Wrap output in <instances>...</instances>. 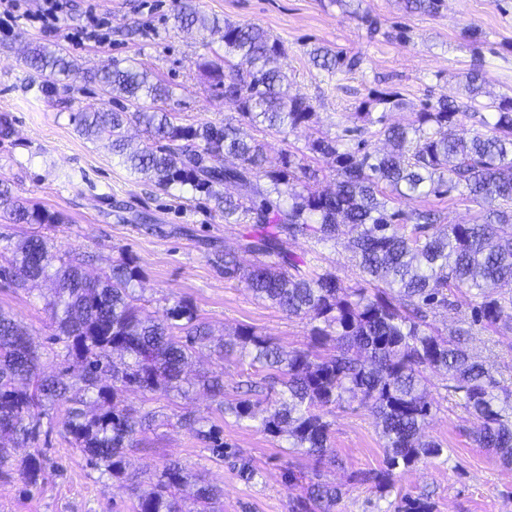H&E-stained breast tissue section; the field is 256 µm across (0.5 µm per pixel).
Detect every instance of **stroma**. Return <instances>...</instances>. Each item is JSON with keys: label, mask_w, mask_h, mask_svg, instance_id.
Returning <instances> with one entry per match:
<instances>
[{"label": "stroma", "mask_w": 512, "mask_h": 512, "mask_svg": "<svg viewBox=\"0 0 512 512\" xmlns=\"http://www.w3.org/2000/svg\"><path fill=\"white\" fill-rule=\"evenodd\" d=\"M181 0H69L68 9L46 32L26 17L0 25V114L13 120L11 142L0 146V175L8 176L19 196L39 203L58 216L44 227L58 253L85 260V270L98 275L121 258H133L142 272L143 308L163 316L175 301H190L215 334L249 327L290 348L309 343L308 320L291 318L270 302L255 298L238 278H229L217 261L218 252L236 250L246 224H228L217 217L204 198L179 189L163 190L134 178L112 156L108 141L79 135L69 115L105 101L90 70L111 59L135 62L150 69L174 91L167 108L180 124L238 120L236 103L201 69L206 56L205 31L176 28L173 15ZM208 18L262 28L279 39L287 57L289 92L306 97L316 123L287 134L267 136L268 157L278 162L283 150L305 148L315 135H341L350 115L374 87L399 91L403 108L389 112L392 123H405L427 102L463 91L466 73L482 63L488 88L512 94V0H444L436 15L409 14L400 0H195ZM110 18L112 40L103 45L76 43L70 32L87 10ZM377 20L369 32L368 20ZM477 31L478 39L467 36ZM61 45L77 60L82 76L70 90L49 99L36 96L26 84L24 55L33 45ZM326 47L361 59L350 72L328 74L314 67L310 51ZM149 212L156 229L136 222ZM290 252L306 257L320 269L336 272L346 282L358 280L346 238L317 245L299 239L288 242ZM48 281L16 288L0 282V309L28 331L43 354L45 373H57L63 359L51 355L55 326L45 308L51 295ZM469 347L495 373L512 377V350L497 344L492 331L482 330ZM224 374V401H237L238 385L257 373L249 360H217L209 350L197 353L187 367L190 379ZM438 408L425 430L426 439L441 444L444 453L401 474L389 499H382L367 473L379 470L384 459L381 428L371 410L339 408L328 419L332 444L342 461L323 472L326 481L341 487L336 512H388L401 496L429 498L433 512H512V468L501 465L467 436L473 419L448 400L439 373L429 375ZM134 408L154 412L155 420L125 450V469L112 477L92 466L66 434L68 407L50 406L46 440L40 441L46 478L24 485L16 471L0 470V512H133L132 489L156 480L170 461L181 463L191 479L224 490V512H288L300 485L289 483L287 467L310 472L307 456L289 455L288 442L265 435L259 421L237 423L220 413L203 390L188 397L158 394L146 399L126 394ZM221 428L225 442L242 450L256 470L251 481L239 478L231 461L216 462L205 444L185 425V417Z\"/></svg>", "instance_id": "stroma-1"}]
</instances>
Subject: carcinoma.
<instances>
[{
	"label": "carcinoma",
	"mask_w": 512,
	"mask_h": 512,
	"mask_svg": "<svg viewBox=\"0 0 512 512\" xmlns=\"http://www.w3.org/2000/svg\"><path fill=\"white\" fill-rule=\"evenodd\" d=\"M403 5L433 15L442 0H403ZM174 20L181 29L220 35L224 54L205 60L202 68L224 87V97L238 103L251 127L284 134L314 123L313 106L301 95H289L288 74L272 66L286 55L278 39L252 25L210 26L189 0ZM310 58L330 74L360 64L325 47L312 50ZM26 65L40 78L38 90L45 97L79 70L63 48L40 44L29 50ZM94 80L104 95L123 98L136 111L89 106L70 115L77 132L88 140L111 139L112 155L131 174L165 190L178 186L206 196L226 223L256 225L240 252H224V275L240 276L255 297L288 316L309 318L312 347L287 349L247 327L215 344L211 327L185 300L175 301L161 320L145 317L137 294L142 274L133 260H120L110 272L90 278L36 233L0 246V253H13L0 265V279L17 288L52 281L46 306L59 330L53 341L63 343L70 364L54 375L42 374L43 353L0 309V438L34 446L42 435L44 403H70L66 432L71 441L91 465L118 477L124 472V448L149 419L126 406L124 394L189 393L193 383L183 377L184 368L213 343L220 355L235 349L251 364L273 371L275 397L268 399L263 432L287 436L290 450L315 462L310 476L288 469L290 481L305 480L289 512H334L342 491L321 481L319 468L339 463L326 415L344 404L368 408L379 420L383 467L364 476L375 483L379 497L391 494L401 473L440 457L438 443L422 440L437 409L427 377L433 369L444 373L448 396L473 417L472 442L512 465V380L496 377L468 348L478 329L493 330L502 344L512 339V97L483 100L486 80L480 67L465 76L463 98L427 103L405 125L386 123V112L400 107V95L372 90L354 113L364 125L344 129L358 137L357 145L342 136L310 140L306 150L335 164L331 191L309 182L312 175L295 151H282L278 166L265 167L266 143L239 123H174L173 113L160 107L172 98L171 88L140 66L114 61ZM375 110L381 115L373 116ZM465 119L479 124L467 136L458 132ZM132 122L148 133L136 147L124 134ZM367 135L384 137L388 150L369 151ZM228 180L241 185L235 197L224 194ZM455 193L480 206L473 223L443 226L436 210L396 206ZM0 210L18 223H59L54 214L15 195L2 178ZM340 235L348 237L360 270L353 284L284 246L298 238L327 244ZM242 253L251 257L249 264L242 263ZM462 289L476 303L443 336L428 322V312L453 305L450 297ZM104 376L112 385L101 384ZM202 385L224 410V374ZM258 406L240 398L229 411L241 424L256 418ZM185 424L208 445L212 459L241 458L239 450L224 445L215 426L191 419ZM15 468L28 485L45 478L39 449ZM189 484V475L173 461L151 488L134 489L133 508L178 512L177 494ZM223 496L210 484L194 483L197 512H214Z\"/></svg>",
	"instance_id": "carcinoma-1"
}]
</instances>
